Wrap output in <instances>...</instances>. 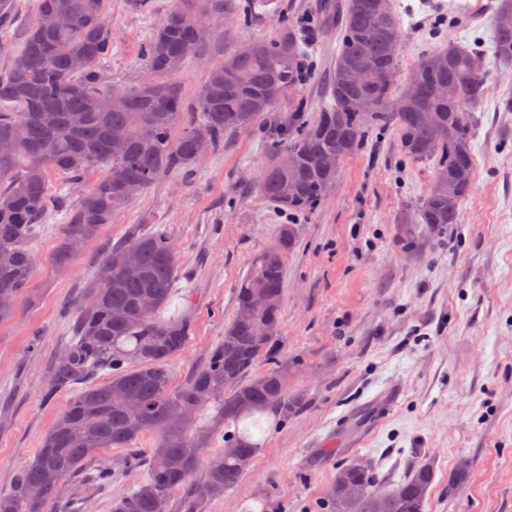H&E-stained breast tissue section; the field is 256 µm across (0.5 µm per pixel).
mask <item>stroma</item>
Returning a JSON list of instances; mask_svg holds the SVG:
<instances>
[{
  "mask_svg": "<svg viewBox=\"0 0 512 512\" xmlns=\"http://www.w3.org/2000/svg\"><path fill=\"white\" fill-rule=\"evenodd\" d=\"M174 0H107L112 53L101 82L141 81V54ZM322 0H272L244 25L210 21L176 80L193 100L213 65L234 46L273 39L292 27L313 43L309 78L276 108L297 100L317 110L336 63V29L318 30ZM404 52V84L428 51L454 39L482 53L485 95L470 120L474 178L458 223L439 231L409 223L430 191L428 163L407 161L395 130L372 135L338 166L336 185L315 211L297 217V244L285 261L281 333L274 359L288 361L289 415L264 422L261 448L241 482L205 500L201 512H325L326 490L343 464L364 462L380 487L395 488L419 461L435 479L425 512H512V65L490 53L498 0H394ZM270 157L263 124L209 155L190 177L165 175L135 199L65 267L56 266L63 216L49 211L31 243L30 297L0 323V492L34 457L71 393L46 397L53 365L66 347L75 306L103 251L135 231L165 229L178 247L181 293L162 312L189 313L192 333L170 362L171 385L185 384L224 338L235 294L259 253L271 248L286 210L261 194ZM393 405L378 415L385 399ZM117 468L108 487L65 481L62 500L81 512H112V501L139 479L121 468L122 449L105 451ZM469 472L456 491L459 461Z\"/></svg>",
  "mask_w": 512,
  "mask_h": 512,
  "instance_id": "1",
  "label": "stroma"
}]
</instances>
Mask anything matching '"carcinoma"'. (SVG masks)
Segmentation results:
<instances>
[{"label": "carcinoma", "instance_id": "1", "mask_svg": "<svg viewBox=\"0 0 512 512\" xmlns=\"http://www.w3.org/2000/svg\"><path fill=\"white\" fill-rule=\"evenodd\" d=\"M268 0H175L142 53L149 80L112 97L101 85L99 66L112 51L105 0H35L36 19L10 65L0 74V323L11 319L33 273L29 242L49 210L65 213L53 261L65 265L95 239L102 225L124 211L162 175H190L206 153L224 149L228 134L251 130L305 80L303 50L293 32L235 47L219 59L190 103L173 79L205 30L186 28L184 17L200 13L246 21ZM341 43L315 116L298 107L271 142L272 162L259 189L295 214L318 206L336 186L341 162L363 148L369 131L393 126L404 157L433 162V187L416 205L414 223L437 230L458 222L474 177L469 113L485 94L484 75L470 67L478 53L454 42L422 55L413 67L416 83L392 84L404 51L392 0H348L338 22ZM493 54L512 62V0H501L494 19ZM377 76L371 85L357 72ZM99 176L76 200L49 194L47 172L76 184ZM296 244L293 225H283L275 245L252 260L236 291L235 312L224 340L205 365L177 390L169 363L190 336L189 318L163 320L159 313L178 277L175 243L162 230L134 233L97 265L76 305V324L55 361L50 397L86 377L106 380L73 392L46 434L33 461L7 492L0 512H48L63 482L79 472L100 486L112 484V463L99 454L127 451V463L143 468L136 486L112 500V512H167L173 492L187 486L209 448L198 501L218 498L243 479L244 465L260 448L242 423L258 424L269 412L288 415V361L254 372L281 329L284 258ZM263 294L265 307L253 305ZM147 432L154 448H136ZM237 448L234 456L222 449ZM331 485L329 512H425L434 468L420 463L392 490L381 488L368 464L340 468ZM361 492L350 495L344 484ZM38 489L33 497L30 490Z\"/></svg>", "mask_w": 512, "mask_h": 512}]
</instances>
